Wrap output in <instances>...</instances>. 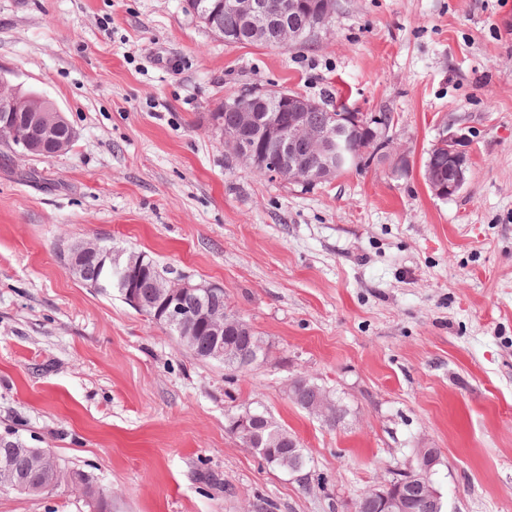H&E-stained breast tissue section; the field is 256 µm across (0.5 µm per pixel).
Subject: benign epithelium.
Returning a JSON list of instances; mask_svg holds the SVG:
<instances>
[{"instance_id":"obj_1","label":"benign epithelium","mask_w":512,"mask_h":512,"mask_svg":"<svg viewBox=\"0 0 512 512\" xmlns=\"http://www.w3.org/2000/svg\"><path fill=\"white\" fill-rule=\"evenodd\" d=\"M224 11L243 13L248 16L252 34L257 39H265L276 28L269 20V11L258 0H220ZM328 0H278L279 13L306 15V27L298 30L277 32V40L298 42L308 33H317L331 24L335 11L327 7ZM270 97L277 101L274 108L266 110L261 118L265 141L281 155L288 157V180L306 184L323 183L331 179L336 166L351 161L343 150V138L354 124H372L379 132V144L385 148L389 144L387 131L390 126L388 115H368L346 111L332 117L329 124L315 128L308 123L307 113L321 107V103L298 92L280 89H260L254 96H228L215 108L216 112L233 111L243 117L244 123L256 121L255 100ZM25 99L17 94V87L9 85V92L0 95V139L18 146V154L27 156L41 152L45 155H58L65 144H60L54 152L46 148L56 144L57 135L67 129V138L76 136L73 128L54 105L45 103V110L25 113L23 124H18V111ZM438 145L448 149V181L441 185H428L433 195L450 198L464 187L470 156L466 149V137L462 133L449 132L443 135ZM122 256V250L98 242L79 243L60 252V260L78 274L83 262L92 257L105 264ZM146 264L143 261L132 263L125 272L127 287L123 299L134 309L146 314L150 319L168 329L181 334L180 340L186 347L195 344V339L187 332L195 327H205L210 332V342L199 354L206 358H216L236 370L248 369L268 361L270 350L253 330L239 316L224 305V313L211 314L197 311L186 305L185 297L212 296L224 294V288L216 285H202L187 277H175L160 281L158 299L146 302L138 291ZM290 398L301 408L318 416L323 423L333 426L344 417L343 406L330 394L306 378L292 383ZM228 430L239 438L242 444L253 450L267 464L279 462L283 454H288L289 472L301 473L306 466L305 456L296 439L288 432L275 427L268 411L256 406L246 408L228 419ZM417 467L385 485L371 489L357 500L351 512H408L410 488L427 501L440 506L441 494L431 480L434 467L440 462L435 448L415 449Z\"/></svg>"}]
</instances>
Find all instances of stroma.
<instances>
[{
  "instance_id": "35a3bbf8",
  "label": "stroma",
  "mask_w": 512,
  "mask_h": 512,
  "mask_svg": "<svg viewBox=\"0 0 512 512\" xmlns=\"http://www.w3.org/2000/svg\"><path fill=\"white\" fill-rule=\"evenodd\" d=\"M184 5L0 0V70L76 131L51 159L0 146V437L112 512H349L419 448L447 512H512V0H339L291 48L226 43ZM260 88L390 115L393 158L312 186L233 163L209 114ZM451 127L471 168L441 199L423 168ZM105 240L222 286L268 363L197 358L58 257ZM300 377L338 425L289 399ZM258 405L307 479L228 432ZM94 510L65 484L0 491V512ZM308 386V395H303L301 389ZM290 398L301 408L318 416L323 423L335 426L344 417L343 406L333 399L327 391L321 390L315 383L306 378L295 380L289 390Z\"/></svg>"
}]
</instances>
